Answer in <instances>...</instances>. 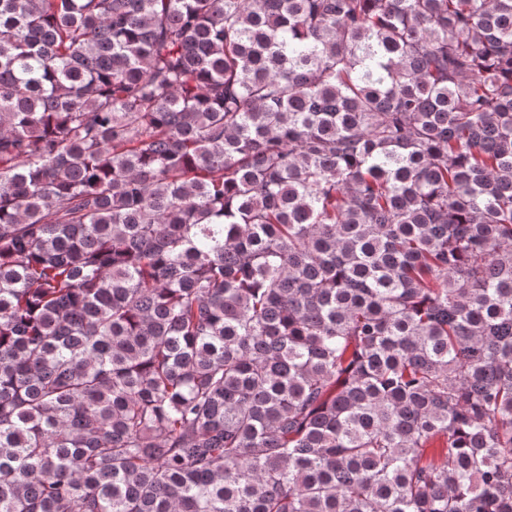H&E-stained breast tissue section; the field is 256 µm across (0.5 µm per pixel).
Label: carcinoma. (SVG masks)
Wrapping results in <instances>:
<instances>
[{"instance_id":"carcinoma-1","label":"carcinoma","mask_w":512,"mask_h":512,"mask_svg":"<svg viewBox=\"0 0 512 512\" xmlns=\"http://www.w3.org/2000/svg\"><path fill=\"white\" fill-rule=\"evenodd\" d=\"M0 512H512V0H0Z\"/></svg>"}]
</instances>
